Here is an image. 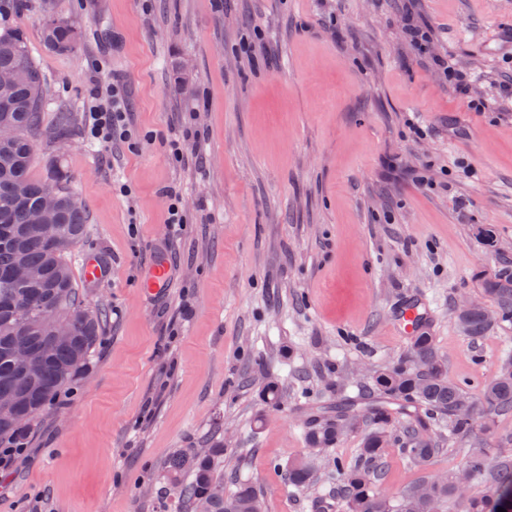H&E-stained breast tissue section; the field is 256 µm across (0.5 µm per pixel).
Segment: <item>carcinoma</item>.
<instances>
[{"label": "carcinoma", "instance_id": "obj_1", "mask_svg": "<svg viewBox=\"0 0 512 512\" xmlns=\"http://www.w3.org/2000/svg\"><path fill=\"white\" fill-rule=\"evenodd\" d=\"M41 42L53 53L70 54L77 49L79 33L54 0L47 9L41 0ZM27 10V0H0V73L15 76L14 83L0 90V126H11L16 135L0 141V399L15 404L16 413L31 409L24 420L0 408V447H11L28 434L32 423L61 392L79 383L100 342L102 315L83 308L71 264V255L87 234L85 207L67 190L70 178L62 160L50 164L44 178L33 175L34 139L41 134L43 84L26 31L10 24L6 17ZM53 192L59 205L45 223H32L45 194ZM42 271L31 281L15 279L19 265ZM484 291L502 306L512 305V276L484 283ZM46 307L58 309L69 322L70 338L55 341L37 321ZM464 332L478 337L492 328L484 309L473 306L456 315ZM28 349L42 361L34 372L23 368L16 354ZM264 405L277 408L283 403L279 385L268 382L261 390ZM512 413V359L503 363L495 380L474 399L448 382V368L439 354L435 338L425 323L397 364L378 369L367 394L345 398L333 407L311 415L305 442L310 453L336 445L347 433L346 423L363 430L358 460L350 467L338 460L342 475L341 498L346 512H384L377 489L378 471L391 441L419 467L427 466L440 452L441 424L448 422L449 436H471L478 420ZM487 448L468 460L473 477L487 475L488 491L459 499L462 512H498L503 497L512 493V464L500 463L487 472ZM169 491L160 497L158 512H263L264 502L257 488L239 483L224 493V445L203 451L183 450L165 465ZM315 469L307 461H296L284 469L288 485L302 490L313 481ZM456 478L423 475L397 506V512H439L442 502L457 496Z\"/></svg>", "mask_w": 512, "mask_h": 512}]
</instances>
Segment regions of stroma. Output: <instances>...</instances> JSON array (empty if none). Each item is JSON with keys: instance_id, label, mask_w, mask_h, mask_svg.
<instances>
[{"instance_id": "35a3bbf8", "label": "stroma", "mask_w": 512, "mask_h": 512, "mask_svg": "<svg viewBox=\"0 0 512 512\" xmlns=\"http://www.w3.org/2000/svg\"><path fill=\"white\" fill-rule=\"evenodd\" d=\"M39 2L15 22L45 77L44 131L66 110L71 132L37 138L33 172L67 165L88 212L81 298L107 319L77 389L0 471V512H156L167 460L216 441L225 492L251 482L264 512H344L333 462L354 464L361 431L321 450L303 490L274 465L306 455L313 408L360 395L406 351V300L429 303L448 379L471 397L512 357V314L483 294L512 274V0H63L82 32L69 55L42 47ZM447 55L469 95L434 66ZM111 82L135 135L107 148L85 110ZM179 136L199 165L173 158ZM160 264L171 277L144 289ZM465 299L495 313L482 337L455 320ZM271 379L277 409L260 400ZM489 445L512 460V415L444 441L430 469L459 473ZM420 475L387 448L389 512Z\"/></svg>"}]
</instances>
